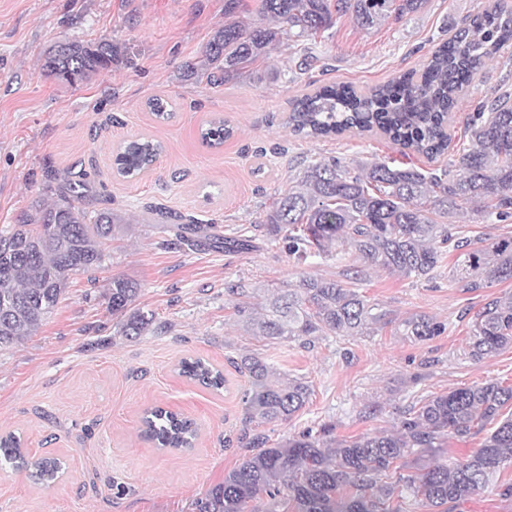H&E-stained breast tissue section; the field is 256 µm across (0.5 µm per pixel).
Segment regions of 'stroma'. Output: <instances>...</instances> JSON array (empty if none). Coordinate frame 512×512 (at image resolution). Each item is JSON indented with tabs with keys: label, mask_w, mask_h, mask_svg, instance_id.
I'll use <instances>...</instances> for the list:
<instances>
[{
	"label": "stroma",
	"mask_w": 512,
	"mask_h": 512,
	"mask_svg": "<svg viewBox=\"0 0 512 512\" xmlns=\"http://www.w3.org/2000/svg\"><path fill=\"white\" fill-rule=\"evenodd\" d=\"M225 0H0V231L42 203L66 180L85 174L86 211L112 212L115 229L99 267L70 275L53 313L31 336L0 350V434L14 433L27 456L54 457L62 475L33 483L0 469V512H197L195 505L247 457L239 436L249 422V387L234 361L257 353L289 376L309 381L308 404L292 419L261 424L270 445L329 424L336 437L391 432L417 398L498 381L512 385V347L468 357L463 313L511 286L462 291L448 281L446 255L435 279L368 271L360 291L379 303L389 325L369 335L322 336L315 343L268 341L248 333L228 289L244 284L256 301L313 275L348 281L357 262L337 250L297 263L263 219L310 160L349 164L410 160L444 169L467 142L479 105L512 91V42L487 61L448 119L447 153L405 154L375 132L309 139L288 125L294 99L318 87L362 91L419 69L431 54L493 0H425L401 21L359 28L342 17L324 33L284 37L249 72L209 85L190 76L224 24ZM109 41L110 72L69 85L44 75L58 42ZM168 102L160 121L148 107ZM222 116L234 128L223 147H208L202 124ZM158 141L157 161L135 176L116 171L128 139ZM193 221L197 244H177L178 220ZM251 245L228 251L224 237ZM137 284V308L154 315L142 336L120 333L107 294L113 279ZM435 317L444 332L425 341L395 333L392 320ZM220 368L223 390L180 375L182 360ZM179 411L197 428L193 448L161 450L142 432L154 407ZM512 464L452 512H512Z\"/></svg>",
	"instance_id": "35a3bbf8"
}]
</instances>
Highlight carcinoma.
<instances>
[{"label":"carcinoma","mask_w":512,"mask_h":512,"mask_svg":"<svg viewBox=\"0 0 512 512\" xmlns=\"http://www.w3.org/2000/svg\"><path fill=\"white\" fill-rule=\"evenodd\" d=\"M424 0H260V14L274 26H250L236 19L239 0H226L227 20L205 46L197 77L213 83L228 80L265 57L281 35L313 37L343 16L371 29L393 17L418 12ZM512 39V6L495 0L493 8L448 38L423 66L417 78L405 77L368 94L346 87H322L294 101L288 125L297 135L329 137L345 131H379L428 159L448 151V114L457 93L490 59L492 51ZM112 43L68 40L55 45L43 63L46 76L76 85L94 74L112 71ZM469 139L454 163L456 173L421 171L387 161L350 166L334 159H314L304 166L297 184L281 194L263 220L267 234L288 231V253L299 261L327 258L341 246L365 267L431 280L444 255L457 253L448 278L466 292L512 282V237L485 246L462 234L453 220L470 209L489 208L496 218H512V94L504 92L481 105L468 128ZM234 135L222 118L201 130L202 139L220 145ZM163 151L159 143L133 139L124 143L115 165L140 171ZM85 184H69L63 198L43 204L22 224L0 234V347L32 335L50 316L70 275L85 272L102 259L103 240L112 234V210L99 212L94 223L79 206ZM229 292L243 298L237 313L255 336L301 340L316 336H361L373 325L389 324L380 305L363 295L355 282L305 276L293 288L253 312L248 288ZM137 285L113 279L112 313L125 315L124 336H140L151 319L130 310ZM469 357L480 360L512 346V293H502L471 313ZM402 336L424 341L440 335L443 323L416 314L395 323ZM247 373L243 403L259 424L286 421L309 401L310 385L285 377L264 358L246 354L237 364ZM180 374L214 390L224 388V374L196 358L181 362ZM512 386L498 382L425 395L402 412L390 434L363 433L333 437L324 425L268 448L262 433L243 432L248 457L224 475L198 502V512H403L393 504L403 486L426 503L430 512H448L484 487L501 467L512 464ZM145 435L164 449H188L196 436L185 417L152 410L143 420ZM494 430L473 454L451 464L435 463L394 482L380 476L406 467L407 458L435 453L452 440L464 441L485 426ZM16 464L40 482L58 462L27 457L21 440L0 437V463Z\"/></svg>","instance_id":"carcinoma-1"}]
</instances>
